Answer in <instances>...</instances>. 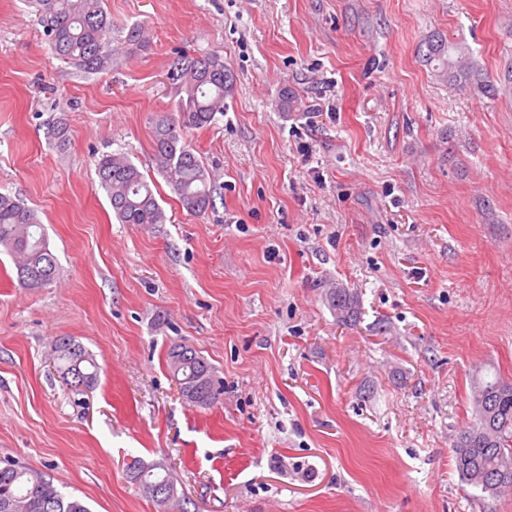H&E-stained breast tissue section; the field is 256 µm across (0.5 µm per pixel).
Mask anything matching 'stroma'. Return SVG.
Instances as JSON below:
<instances>
[{
	"label": "stroma",
	"instance_id": "obj_1",
	"mask_svg": "<svg viewBox=\"0 0 512 512\" xmlns=\"http://www.w3.org/2000/svg\"><path fill=\"white\" fill-rule=\"evenodd\" d=\"M105 7L147 42L85 74L0 0V192L36 210L60 268L27 289L0 254V458L91 512H158L127 475L136 458L164 464L194 512H512V493L460 480L453 451L472 379H512V0ZM433 34L466 54L464 87L422 58ZM183 54L233 75L223 116L187 135L214 189L201 216L152 162L149 119L177 114ZM105 152L154 182L167 223L113 218ZM337 286L355 325L336 321ZM58 336L93 353L94 389L62 384ZM180 342L224 383L211 408L178 393ZM329 302L336 314V321L353 325L358 319V308L354 296L347 288H336L329 294Z\"/></svg>",
	"mask_w": 512,
	"mask_h": 512
}]
</instances>
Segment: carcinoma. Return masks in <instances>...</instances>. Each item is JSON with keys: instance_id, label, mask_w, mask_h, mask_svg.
I'll return each mask as SVG.
<instances>
[{"instance_id": "obj_1", "label": "carcinoma", "mask_w": 512, "mask_h": 512, "mask_svg": "<svg viewBox=\"0 0 512 512\" xmlns=\"http://www.w3.org/2000/svg\"><path fill=\"white\" fill-rule=\"evenodd\" d=\"M34 8L52 56L84 73L112 66V33L116 26L105 0H24ZM127 50L143 46V26L133 25L123 39ZM427 63L438 62L435 75L460 85L471 69L461 49L440 36L425 38ZM169 79L175 85L179 120L157 115L151 120L153 161L157 171L190 212L201 215L215 199L206 168L183 137L186 129L207 128L224 115L231 90V74L218 55L179 56L172 61ZM96 174L120 224H164L167 216L151 184L139 167L122 153L105 152L96 161ZM0 250L13 260L24 288H44L58 272L43 225L33 209L20 199L0 193ZM336 321L351 325L358 319L354 296L347 288L329 294ZM54 369L74 391L94 388L99 365L80 343L59 336L53 344ZM167 366L182 398L204 409L214 405L223 387L214 368L190 345H172ZM476 421L460 432L455 444V466L462 482L492 495L512 490V381L500 377L475 378L471 385ZM130 479L153 502L164 505L150 491L154 484H174L159 464L133 460ZM0 512H90L79 497H66L53 481L37 470L0 461Z\"/></svg>"}]
</instances>
